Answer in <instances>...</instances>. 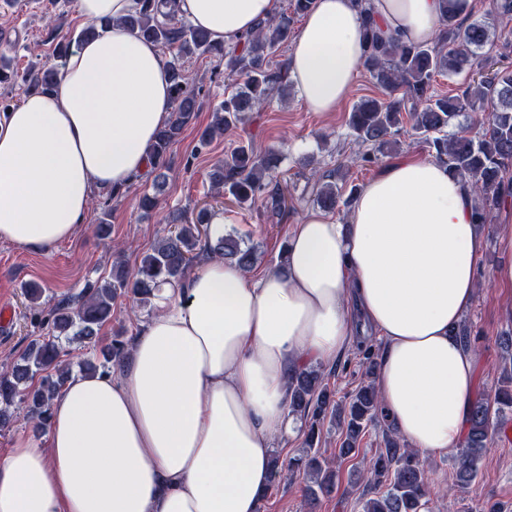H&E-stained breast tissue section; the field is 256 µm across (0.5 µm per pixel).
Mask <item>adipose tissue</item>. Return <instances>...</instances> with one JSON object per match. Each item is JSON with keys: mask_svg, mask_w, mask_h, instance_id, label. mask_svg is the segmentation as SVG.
I'll use <instances>...</instances> for the list:
<instances>
[{"mask_svg": "<svg viewBox=\"0 0 512 512\" xmlns=\"http://www.w3.org/2000/svg\"><path fill=\"white\" fill-rule=\"evenodd\" d=\"M233 44L280 0H177ZM138 0H77L108 29L75 47L57 86L0 113V241L43 252L71 240L93 193L144 173L171 103L169 59L120 25ZM315 0L288 55L313 112L335 111L364 56L363 29L405 44L439 32V0ZM470 182L429 158L384 167L346 222L307 212L282 264L254 275L209 259L163 289L126 358L70 378L47 441L19 435L0 457V512H261L295 371L382 340L375 387L397 433L423 453L460 446L476 358L456 328L478 289L486 236Z\"/></svg>", "mask_w": 512, "mask_h": 512, "instance_id": "1", "label": "adipose tissue"}]
</instances>
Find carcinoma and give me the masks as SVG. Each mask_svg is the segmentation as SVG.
I'll return each mask as SVG.
<instances>
[{
    "label": "carcinoma",
    "mask_w": 512,
    "mask_h": 512,
    "mask_svg": "<svg viewBox=\"0 0 512 512\" xmlns=\"http://www.w3.org/2000/svg\"><path fill=\"white\" fill-rule=\"evenodd\" d=\"M51 2L58 10V24L52 28L53 61L17 68L16 43L0 33V88L22 85L31 94L54 87L69 52L106 26L102 22L66 30L64 17L73 0ZM468 10V0H440L439 33L432 46L386 39L371 18H366L362 66L384 91V97L355 103L348 127L358 143L380 150L394 142L401 116H408L412 130L423 135L436 159L453 174L471 181L476 218L489 224L494 212L504 204V173L512 167V69L483 73L480 50L489 42L491 26L485 21L466 22ZM122 24L172 54L169 76L173 107L150 151L145 177L152 179L151 191L139 198L140 209L151 212L157 208L158 195L166 184L170 149L202 105L200 89L186 71L184 59H214L224 63L227 77L239 78L235 90L213 107L212 120L199 135L201 150L215 138L233 134L254 113L270 106L273 99L288 97V63L274 65L272 59L292 39L293 19L281 14L261 20L252 34L233 46L212 40L206 31L180 18L176 0H140L139 9L124 17ZM465 70L475 72V77L461 93L441 95L433 89L436 75L452 76ZM485 104L490 106V112L481 122L478 136L448 134V127L459 117ZM279 162V154L273 150L257 154L251 147L238 144L212 167L209 182L224 190L231 205L250 207L260 202L265 211L282 217L288 213V203L277 181ZM315 186V202L327 212L349 206L356 194L353 188L347 197H342L333 182L317 181ZM211 216L206 206L193 219L180 212L168 215L166 221L171 230L142 255L134 270L117 263L108 276L87 281L77 295L58 301L47 311L40 303L43 288L34 282L25 284L33 324L48 325L49 336L31 340L16 362L0 370V428L8 426L10 408L22 404L34 427L41 432L46 430L53 399L72 373L70 364L63 360L62 339L78 341L89 350V357L79 364L87 375L104 373L123 360L128 350L127 342L120 339L124 331H117L107 344L99 336L102 327L112 321V305L118 299H128L134 309L151 308L161 286L186 278L198 249L245 271L253 268L255 247L243 246L230 235L211 238ZM363 357L367 380L345 402L331 399L318 367H303L292 380L289 408L304 421L306 448L286 463L274 455L272 471L276 482L285 469L301 476L306 483L305 497L311 502L332 493L338 480V471L325 467L315 450L319 426L327 415L334 414L343 425L338 453L339 457L348 458L357 451L366 428L379 421L382 413L371 381L378 365L371 347L364 348ZM511 414L512 353L504 360L493 394L471 404L468 433L457 457V484L475 482L488 442L505 429ZM370 482L383 490L362 500L361 512H425L428 508V475L417 454L406 448L395 433L386 435L385 448L374 463Z\"/></svg>",
    "instance_id": "1"
}]
</instances>
